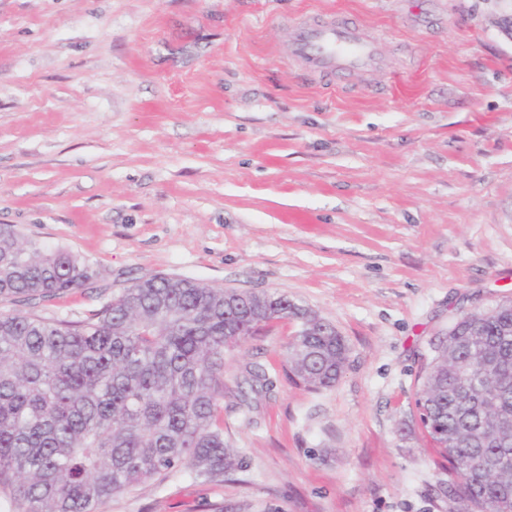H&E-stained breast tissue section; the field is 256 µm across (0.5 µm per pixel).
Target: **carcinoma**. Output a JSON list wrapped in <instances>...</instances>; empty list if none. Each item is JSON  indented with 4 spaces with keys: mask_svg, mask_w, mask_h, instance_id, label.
Wrapping results in <instances>:
<instances>
[{
    "mask_svg": "<svg viewBox=\"0 0 512 512\" xmlns=\"http://www.w3.org/2000/svg\"><path fill=\"white\" fill-rule=\"evenodd\" d=\"M72 254L0 225V497L10 512H101L112 497L185 471L201 484L241 468L224 442V364L270 318L247 292L147 278L83 320L40 301L78 287ZM291 380L331 388L348 360L330 323L296 306ZM236 397L271 390L244 367ZM419 420L448 460L457 512H512V299L453 321L417 374Z\"/></svg>",
    "mask_w": 512,
    "mask_h": 512,
    "instance_id": "obj_1",
    "label": "carcinoma"
}]
</instances>
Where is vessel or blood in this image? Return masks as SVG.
Here are the masks:
<instances>
[{
	"instance_id": "1",
	"label": "vessel or blood",
	"mask_w": 512,
	"mask_h": 512,
	"mask_svg": "<svg viewBox=\"0 0 512 512\" xmlns=\"http://www.w3.org/2000/svg\"><path fill=\"white\" fill-rule=\"evenodd\" d=\"M290 43L293 59L313 78L370 72L382 65L377 41L364 38L358 24L347 19L311 16L295 22Z\"/></svg>"
}]
</instances>
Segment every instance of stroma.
Returning a JSON list of instances; mask_svg holds the SVG:
<instances>
[{
	"instance_id": "1",
	"label": "stroma",
	"mask_w": 512,
	"mask_h": 512,
	"mask_svg": "<svg viewBox=\"0 0 512 512\" xmlns=\"http://www.w3.org/2000/svg\"><path fill=\"white\" fill-rule=\"evenodd\" d=\"M357 19L370 73L311 79L299 19ZM512 0H0V225L87 281L79 320L150 277L287 296L332 323L336 385L288 377L298 325L227 353L244 469L102 512H449L416 376L451 319L512 298ZM274 382L234 397L247 363Z\"/></svg>"
}]
</instances>
